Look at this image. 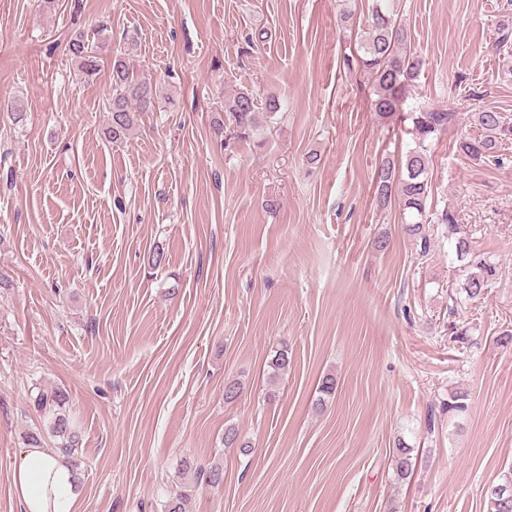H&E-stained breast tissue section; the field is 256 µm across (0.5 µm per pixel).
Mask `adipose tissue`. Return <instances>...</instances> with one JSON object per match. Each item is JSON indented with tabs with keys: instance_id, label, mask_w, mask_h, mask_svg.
<instances>
[{
	"instance_id": "1",
	"label": "adipose tissue",
	"mask_w": 512,
	"mask_h": 512,
	"mask_svg": "<svg viewBox=\"0 0 512 512\" xmlns=\"http://www.w3.org/2000/svg\"><path fill=\"white\" fill-rule=\"evenodd\" d=\"M12 486L26 512H73L71 469L48 449L29 447L20 453L12 469Z\"/></svg>"
}]
</instances>
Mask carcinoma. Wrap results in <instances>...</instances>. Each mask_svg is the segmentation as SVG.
<instances>
[{"instance_id": "carcinoma-1", "label": "carcinoma", "mask_w": 512, "mask_h": 512, "mask_svg": "<svg viewBox=\"0 0 512 512\" xmlns=\"http://www.w3.org/2000/svg\"><path fill=\"white\" fill-rule=\"evenodd\" d=\"M363 66L370 72L374 81V109L379 116L386 118L403 111V105L413 82L416 80L422 63L407 50V32L392 15L380 4L372 8L368 20V31L363 40ZM69 52L78 63L79 70L91 76L98 69V57L89 47L84 34L78 33L69 41ZM156 93L145 81L137 80L130 72L127 57L117 55L112 58V96L108 103V134L115 141L130 134L135 127L138 112H151L155 109ZM280 109L277 97L266 98L264 107H259L258 99L249 92H237L224 100V112L234 122L239 138L249 139L257 130L258 114ZM454 113L446 110L416 107L408 112L411 121L408 134L413 146L408 148L404 160V173L395 178L394 166L387 161L378 169L376 182L378 203L384 205L397 194L405 222V233L420 243V251L429 252L430 238L426 224L444 226L448 236L456 237L457 257L467 261L468 273L462 287L466 298L479 299L491 286L498 275L495 266L471 255L468 238L458 235V221L455 213L443 208L430 216L431 186L428 179V144L442 130L448 127ZM483 133L478 138L464 139L457 150L466 157L480 161L493 158L500 150L502 142L512 139V125L500 113L483 110L472 114ZM30 403L33 410L43 418L47 431L55 439L56 452L68 465H73L78 451V437L70 418L69 396L58 387H34ZM412 449L400 444L393 454V472L399 480L406 479L413 470ZM196 480L208 485H218L224 480V470L218 464L196 471ZM189 494L180 486L169 493L167 512H186Z\"/></svg>"}]
</instances>
